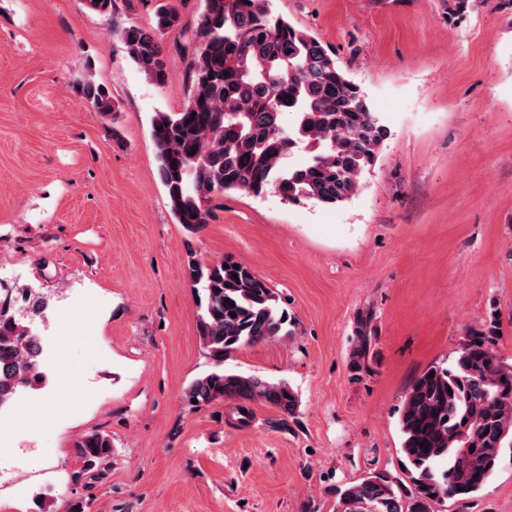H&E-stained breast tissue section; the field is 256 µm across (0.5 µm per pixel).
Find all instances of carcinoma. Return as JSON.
Returning a JSON list of instances; mask_svg holds the SVG:
<instances>
[{"mask_svg": "<svg viewBox=\"0 0 512 512\" xmlns=\"http://www.w3.org/2000/svg\"><path fill=\"white\" fill-rule=\"evenodd\" d=\"M271 0H203L190 60L192 88L180 112H158L151 137L158 176L178 223L197 232L212 217L211 200L228 191L288 203L334 207L361 190L389 129L335 55L308 31L275 13ZM181 25L176 7L161 4L154 25L126 27L122 39L145 76L168 81L161 37ZM97 111H117L102 85L82 80ZM293 115L285 123L284 114ZM295 150L306 153L292 165ZM197 289V333L214 370L187 387V402L220 398L264 402L282 418L296 414L298 397L284 381L224 371V357L285 331L291 324L276 292L250 268L226 257L188 262ZM37 339L0 308V409L23 389L42 384ZM434 376H429V373ZM401 452L410 482L405 491L384 474L337 490L336 512H434L447 499L463 501L492 476L512 448V362L481 330L470 332L449 357L409 386L400 417ZM428 448L421 447V444ZM75 455L85 474L107 463L112 439L81 438Z\"/></svg>", "mask_w": 512, "mask_h": 512, "instance_id": "obj_1", "label": "carcinoma"}]
</instances>
